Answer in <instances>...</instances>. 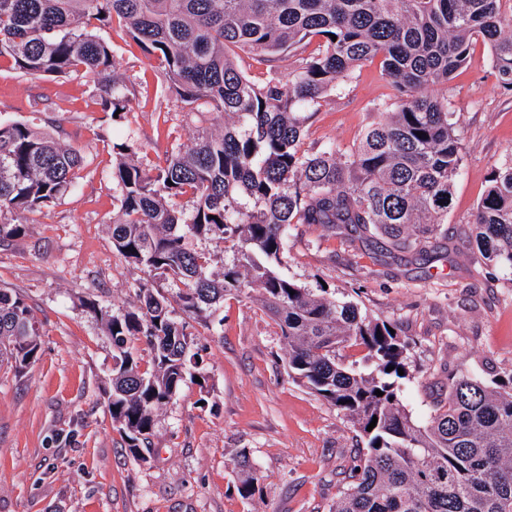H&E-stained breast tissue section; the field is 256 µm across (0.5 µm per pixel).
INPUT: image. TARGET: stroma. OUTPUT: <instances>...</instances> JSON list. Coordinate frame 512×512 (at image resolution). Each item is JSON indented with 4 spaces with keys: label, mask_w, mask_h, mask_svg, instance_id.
<instances>
[{
    "label": "stroma",
    "mask_w": 512,
    "mask_h": 512,
    "mask_svg": "<svg viewBox=\"0 0 512 512\" xmlns=\"http://www.w3.org/2000/svg\"><path fill=\"white\" fill-rule=\"evenodd\" d=\"M106 35L118 72L136 88L131 112L118 120L102 112L86 77L32 78L0 63V123L51 129L85 157L73 191L0 246V288L24 296L42 333L39 358L24 374L0 366V512H328L357 454L356 431L288 378L279 329L256 301L225 300L223 325H192L206 383L186 380L158 412L145 459L126 452L112 423V339L84 301L121 311L143 276L112 248V146L132 140L162 153L188 143L196 124L158 60L121 30ZM439 92L463 145L445 242L453 267L428 279L416 261L385 257L369 237L330 238L305 224L289 236L280 266L288 279L326 285L396 324L410 342L402 401L419 421L447 374L512 369V272L476 264L468 245L492 170L512 160V91L500 87L479 42ZM396 96L378 63L363 65L323 101L307 145L352 146L374 105ZM244 448L261 475L248 500L233 465Z\"/></svg>",
    "instance_id": "obj_1"
}]
</instances>
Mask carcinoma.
Instances as JSON below:
<instances>
[{"mask_svg": "<svg viewBox=\"0 0 512 512\" xmlns=\"http://www.w3.org/2000/svg\"><path fill=\"white\" fill-rule=\"evenodd\" d=\"M503 2L0 0V62L20 73H80L95 84L101 111L128 112L134 91L102 35L115 26L160 60L187 115L224 116V130L201 125L189 144L144 164L130 161L135 144L112 146L120 190L112 246L148 278L119 313L93 300L87 308L112 337L108 409L131 456L142 458L157 411L199 365L189 321L222 324L224 300L255 299L280 329L288 377L345 416L363 443L329 512H512V370L448 377L418 422L401 399L407 342L391 333L395 325L278 270L300 224L377 235L387 252L419 258L448 235L462 142L448 100L433 89L480 38L512 90V10ZM313 42L288 71L272 65ZM242 53L269 65L262 81L248 78ZM376 60L399 93L395 109H377L349 148L305 146L321 102ZM82 160L27 122L0 123V243L25 231V215L68 195ZM193 240L224 244L231 257L222 276L208 274L210 256ZM469 244L485 265L512 271V162L494 170ZM40 336L24 298L0 289V362L24 373ZM344 348L360 357L345 364ZM237 466L236 488L248 499L259 481L249 451Z\"/></svg>", "mask_w": 512, "mask_h": 512, "instance_id": "1", "label": "carcinoma"}]
</instances>
